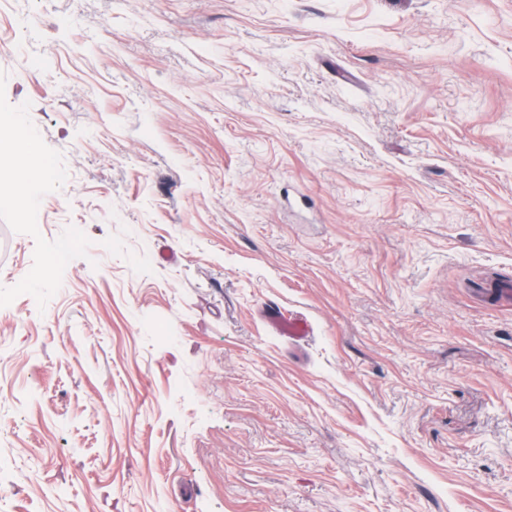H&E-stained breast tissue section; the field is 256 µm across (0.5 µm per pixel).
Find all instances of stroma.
I'll return each mask as SVG.
<instances>
[{
    "mask_svg": "<svg viewBox=\"0 0 512 512\" xmlns=\"http://www.w3.org/2000/svg\"><path fill=\"white\" fill-rule=\"evenodd\" d=\"M1 115L0 512H512V0H0ZM13 135L9 139H0V168L9 166L14 161V154L19 141L24 138H33L25 128L18 124L15 120L12 121ZM270 325L282 336L300 340L309 334L307 322L298 319L286 318L281 312L271 311L268 316Z\"/></svg>",
    "mask_w": 512,
    "mask_h": 512,
    "instance_id": "obj_1",
    "label": "stroma"
}]
</instances>
